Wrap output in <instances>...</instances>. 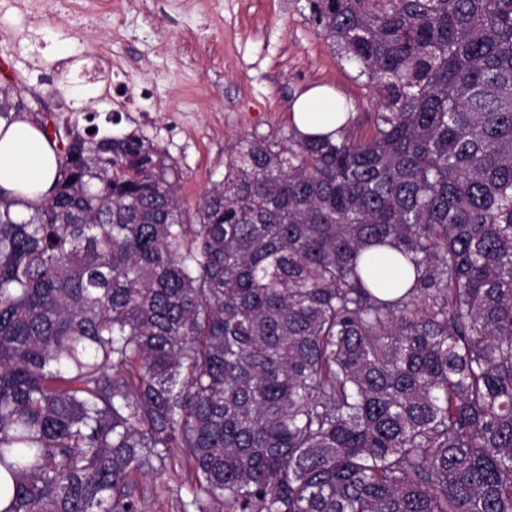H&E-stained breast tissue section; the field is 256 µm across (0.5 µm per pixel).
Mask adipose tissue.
Instances as JSON below:
<instances>
[{
	"instance_id": "1",
	"label": "adipose tissue",
	"mask_w": 512,
	"mask_h": 512,
	"mask_svg": "<svg viewBox=\"0 0 512 512\" xmlns=\"http://www.w3.org/2000/svg\"><path fill=\"white\" fill-rule=\"evenodd\" d=\"M337 100L327 89L315 88L293 105L296 128L305 134L336 128ZM58 172L57 155L43 131L26 120L0 123V192L26 202H39L52 188Z\"/></svg>"
}]
</instances>
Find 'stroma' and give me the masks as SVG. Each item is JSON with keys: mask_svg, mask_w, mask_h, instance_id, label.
<instances>
[{"mask_svg": "<svg viewBox=\"0 0 512 512\" xmlns=\"http://www.w3.org/2000/svg\"><path fill=\"white\" fill-rule=\"evenodd\" d=\"M100 7L95 27L80 30L50 4L27 27L13 13L0 16V85L22 100V118L47 130L58 159L75 131L144 135L175 162L180 204L191 212L223 179L226 146L288 132L294 102L310 89L329 88L352 105L351 137L373 131L369 86L311 23L306 0H100ZM31 32L49 41L25 65L14 50ZM87 51L148 85L149 97L112 117L61 70L65 62L78 68ZM59 95L73 100L74 111H60ZM135 483L146 512H197L191 467L181 454L162 470L136 475Z\"/></svg>", "mask_w": 512, "mask_h": 512, "instance_id": "obj_1", "label": "stroma"}]
</instances>
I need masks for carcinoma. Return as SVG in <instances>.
Segmentation results:
<instances>
[{
	"label": "carcinoma",
	"instance_id": "obj_1",
	"mask_svg": "<svg viewBox=\"0 0 512 512\" xmlns=\"http://www.w3.org/2000/svg\"><path fill=\"white\" fill-rule=\"evenodd\" d=\"M307 4L370 137H241L191 214L134 132L0 196V512H142L172 448L197 512H512V0Z\"/></svg>",
	"mask_w": 512,
	"mask_h": 512
}]
</instances>
